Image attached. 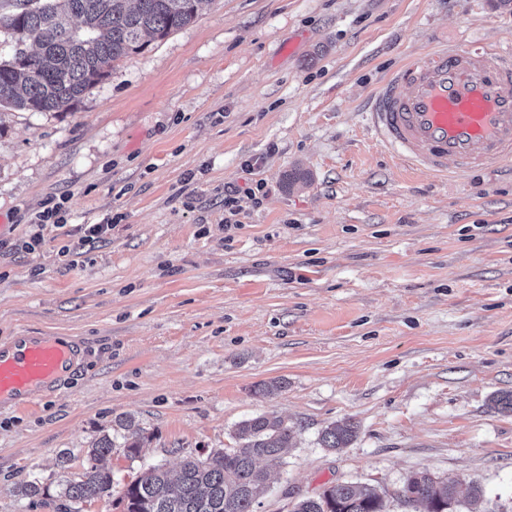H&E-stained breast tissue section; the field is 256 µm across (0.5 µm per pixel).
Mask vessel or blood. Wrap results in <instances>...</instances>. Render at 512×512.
Returning <instances> with one entry per match:
<instances>
[{
	"instance_id": "1",
	"label": "vessel or blood",
	"mask_w": 512,
	"mask_h": 512,
	"mask_svg": "<svg viewBox=\"0 0 512 512\" xmlns=\"http://www.w3.org/2000/svg\"><path fill=\"white\" fill-rule=\"evenodd\" d=\"M368 120L385 150L435 177L512 161V47L442 44L403 62L374 94ZM83 358L67 336L0 338V409L36 407Z\"/></svg>"
}]
</instances>
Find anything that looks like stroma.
<instances>
[{
  "label": "stroma",
  "instance_id": "35a3bbf8",
  "mask_svg": "<svg viewBox=\"0 0 512 512\" xmlns=\"http://www.w3.org/2000/svg\"><path fill=\"white\" fill-rule=\"evenodd\" d=\"M510 36L500 0H202L70 110L0 108V336L85 348L56 395L0 409V512H60L120 418L145 446L113 449L112 497L82 512H122L144 469L236 447L259 415L295 434L257 512L341 481L409 512L419 472L456 480L454 512H512V413L491 406L512 391V162L411 172L366 115L401 62ZM50 203L66 225L24 249ZM340 421L355 438L321 448ZM356 426L349 421L333 422L324 428L319 436L321 448L336 450L345 448L355 437Z\"/></svg>",
  "mask_w": 512,
  "mask_h": 512
}]
</instances>
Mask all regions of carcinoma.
<instances>
[{
	"mask_svg": "<svg viewBox=\"0 0 512 512\" xmlns=\"http://www.w3.org/2000/svg\"><path fill=\"white\" fill-rule=\"evenodd\" d=\"M201 0H21L11 14H0V28L11 31L12 53L0 58V107L31 112H64L98 84L112 63L144 49L150 38H164L195 18ZM121 443L109 436L86 452L78 477L65 480L64 497L81 506L112 497V469L104 464L119 446L130 459L139 457L145 436L132 419L117 422ZM294 434L279 417L257 416L242 422L239 446L201 457L183 455L175 477L152 466L125 486L124 512H256L266 490L264 462L276 466ZM356 435L349 421L333 422L319 436L321 447H346ZM402 502L424 512H448L457 502V483L426 472L409 476ZM292 512H385L373 489L341 481L315 498L295 503Z\"/></svg>",
	"mask_w": 512,
	"mask_h": 512,
	"instance_id": "cac0c4a2",
	"label": "carcinoma"
}]
</instances>
